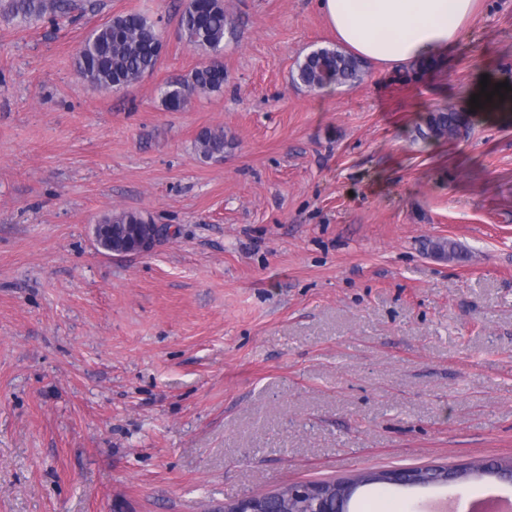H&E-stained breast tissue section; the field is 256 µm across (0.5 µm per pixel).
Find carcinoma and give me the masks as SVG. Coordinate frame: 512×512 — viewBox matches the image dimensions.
Instances as JSON below:
<instances>
[{
    "label": "carcinoma",
    "mask_w": 512,
    "mask_h": 512,
    "mask_svg": "<svg viewBox=\"0 0 512 512\" xmlns=\"http://www.w3.org/2000/svg\"><path fill=\"white\" fill-rule=\"evenodd\" d=\"M86 0H7V13L23 22L32 19L53 25L75 12L93 9ZM234 20L224 8V0H183L178 32L188 46L210 50L214 56L191 74L167 82L161 90L166 109L178 111L199 94L219 92L224 87V65L218 60L225 36L233 33ZM161 32L155 22L139 12L113 17L92 30L76 57V72L85 81L120 89L138 82L152 72L159 59ZM361 61L335 48L309 53L297 66V80L312 90L329 84L360 80ZM464 125L462 113L438 111L430 115L426 137L440 138L456 133ZM197 150L205 159L219 158L230 145L224 128H206L196 138ZM102 224H146L148 219L135 211L113 212Z\"/></svg>",
    "instance_id": "cac0c4a2"
}]
</instances>
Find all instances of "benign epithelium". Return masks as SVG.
<instances>
[{"label":"benign epithelium","instance_id":"obj_1","mask_svg":"<svg viewBox=\"0 0 512 512\" xmlns=\"http://www.w3.org/2000/svg\"><path fill=\"white\" fill-rule=\"evenodd\" d=\"M166 233L167 228L159 224H152L146 235L127 241L122 251L118 252V256L127 257L147 253L160 238L166 235ZM468 475L490 476L501 482L512 485V465L497 471H490L485 467L482 469L472 468L462 471L443 467L424 469L421 471H388L378 475H366L358 479L338 483L334 486L297 485L286 487L282 489L280 493L283 504L282 512H332L329 507L324 505V502L331 495L334 494L336 497L346 501L352 498L353 494L359 488L377 481L399 486L427 487L454 483Z\"/></svg>","mask_w":512,"mask_h":512}]
</instances>
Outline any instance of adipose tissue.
<instances>
[{"label":"adipose tissue","instance_id":"ef3b65f1","mask_svg":"<svg viewBox=\"0 0 512 512\" xmlns=\"http://www.w3.org/2000/svg\"><path fill=\"white\" fill-rule=\"evenodd\" d=\"M339 43L357 57L399 69L455 46L476 0H318Z\"/></svg>","mask_w":512,"mask_h":512}]
</instances>
